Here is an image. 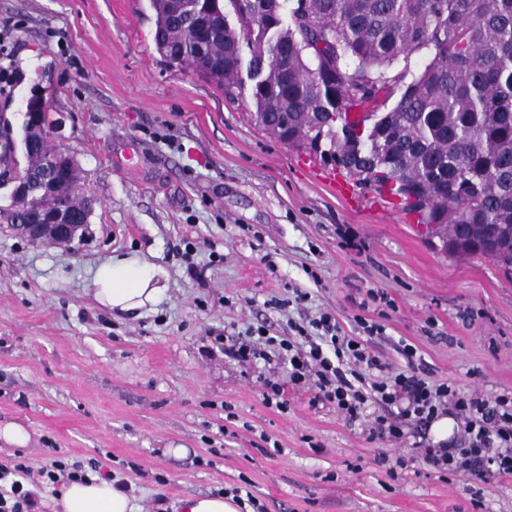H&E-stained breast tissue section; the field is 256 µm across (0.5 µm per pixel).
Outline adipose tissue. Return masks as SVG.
<instances>
[{"mask_svg": "<svg viewBox=\"0 0 512 512\" xmlns=\"http://www.w3.org/2000/svg\"><path fill=\"white\" fill-rule=\"evenodd\" d=\"M166 279L163 268L139 255H115L95 267L92 296L112 312L149 310L159 303ZM135 500L132 488L120 480L107 481L89 473L65 484L57 503L61 512H136Z\"/></svg>", "mask_w": 512, "mask_h": 512, "instance_id": "adipose-tissue-1", "label": "adipose tissue"}]
</instances>
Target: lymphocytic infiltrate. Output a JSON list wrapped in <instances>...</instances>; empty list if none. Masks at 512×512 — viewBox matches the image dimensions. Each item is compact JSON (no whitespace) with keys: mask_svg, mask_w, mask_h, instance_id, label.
<instances>
[{"mask_svg":"<svg viewBox=\"0 0 512 512\" xmlns=\"http://www.w3.org/2000/svg\"><path fill=\"white\" fill-rule=\"evenodd\" d=\"M364 336H344L331 314L323 313L297 328L295 339L259 331L257 339L225 346L239 363L253 366L272 359L289 363L288 382L264 378L265 403H286L287 384H306L315 391V402H328L348 418L363 417L373 403L390 406L377 415L369 428L371 441H399L415 426H429L433 419L455 411L462 419L466 441L462 448H422L420 455L430 468L453 471L480 480L512 477V391L489 400L465 393L454 385L432 384L421 375L413 359L416 350L404 345L408 360L404 370H394L373 355L366 335L379 332L376 324H364Z\"/></svg>","mask_w":512,"mask_h":512,"instance_id":"obj_1","label":"lymphocytic infiltrate"}]
</instances>
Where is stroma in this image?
Here are the masks:
<instances>
[{"mask_svg":"<svg viewBox=\"0 0 512 512\" xmlns=\"http://www.w3.org/2000/svg\"><path fill=\"white\" fill-rule=\"evenodd\" d=\"M154 29L149 0H0V86L18 116L47 101L91 203L67 248L0 226V463L112 473L142 512L233 488L265 512H512V477L435 471L412 440L369 441L368 417L304 386L268 406L261 380L286 369L218 343L285 338L328 312L348 336L379 324L369 349L394 368L410 344L431 381L491 399L512 389V271L445 254L397 203L318 181L248 98L169 66ZM132 253L166 289L115 314L93 270Z\"/></svg>","mask_w":512,"mask_h":512,"instance_id":"35a3bbf8","label":"stroma"}]
</instances>
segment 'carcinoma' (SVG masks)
I'll use <instances>...</instances> for the list:
<instances>
[{"label":"carcinoma","instance_id":"cac0c4a2","mask_svg":"<svg viewBox=\"0 0 512 512\" xmlns=\"http://www.w3.org/2000/svg\"><path fill=\"white\" fill-rule=\"evenodd\" d=\"M154 43L235 99L259 126L398 198L431 238L512 269V0H150ZM424 51L417 74L392 70ZM27 148L35 193L75 183L47 162L48 105ZM361 109L371 116L352 118ZM325 112L335 128L321 126ZM322 146H317V140ZM11 202L0 223L28 220Z\"/></svg>","mask_w":512,"mask_h":512}]
</instances>
